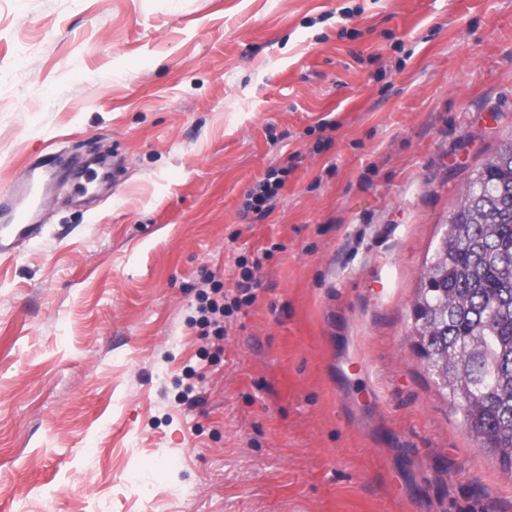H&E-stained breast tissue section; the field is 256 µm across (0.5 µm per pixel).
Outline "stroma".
<instances>
[{"instance_id":"1","label":"stroma","mask_w":512,"mask_h":512,"mask_svg":"<svg viewBox=\"0 0 512 512\" xmlns=\"http://www.w3.org/2000/svg\"><path fill=\"white\" fill-rule=\"evenodd\" d=\"M511 136L512 0H0V194L112 161L0 258V512H512L413 314ZM283 173L279 169H269L265 177L248 193L246 209L257 213H266L274 208V202L278 198L279 190L284 180L280 176ZM205 284L210 285L209 290L200 289L198 292L197 312L199 318L189 320L191 326L199 325L203 331L202 336H214L218 340L224 339V315L228 313L229 306H224L223 284L215 280V275L209 274L205 279ZM221 295V298H216Z\"/></svg>"}]
</instances>
